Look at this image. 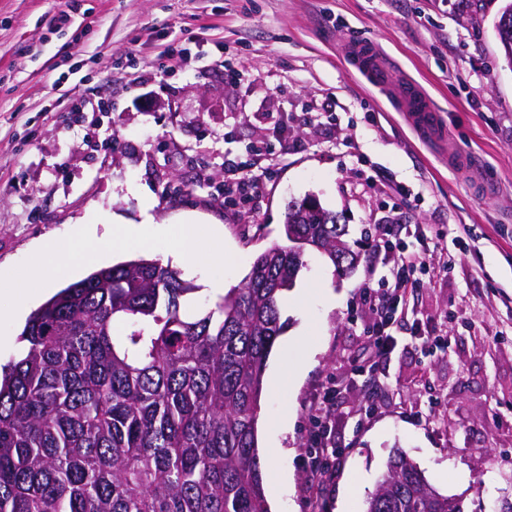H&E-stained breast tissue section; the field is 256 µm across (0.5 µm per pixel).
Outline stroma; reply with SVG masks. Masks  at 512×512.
I'll use <instances>...</instances> for the list:
<instances>
[{
  "label": "stroma",
  "instance_id": "1",
  "mask_svg": "<svg viewBox=\"0 0 512 512\" xmlns=\"http://www.w3.org/2000/svg\"><path fill=\"white\" fill-rule=\"evenodd\" d=\"M500 0H0V360L19 356L43 241L72 249L78 224L111 238L112 218L161 234L219 226L225 288L282 240L289 201L316 196L362 253L338 273L308 252L286 292L263 378V481L288 477L270 512H363L402 449L464 512L512 502V66L493 21ZM371 45L387 87L343 55ZM183 51L180 64L163 54ZM437 110L427 132L399 110L406 84ZM265 172L253 196L239 172ZM417 224L426 268L370 359L365 289L398 261L376 242L392 219ZM443 337L434 345L433 337ZM303 367L299 383L277 372ZM334 391L326 431L340 456L327 490L307 467L313 408Z\"/></svg>",
  "mask_w": 512,
  "mask_h": 512
}]
</instances>
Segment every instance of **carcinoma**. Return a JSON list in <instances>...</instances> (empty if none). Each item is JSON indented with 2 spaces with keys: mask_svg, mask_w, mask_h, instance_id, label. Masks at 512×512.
I'll list each match as a JSON object with an SVG mask.
<instances>
[{
  "mask_svg": "<svg viewBox=\"0 0 512 512\" xmlns=\"http://www.w3.org/2000/svg\"><path fill=\"white\" fill-rule=\"evenodd\" d=\"M307 201L287 206V244L210 306L192 305L179 270L140 257L29 316L23 353L0 365V512H268L257 423L280 301L304 265L292 242L336 262V215ZM365 512L463 509L397 452Z\"/></svg>",
  "mask_w": 512,
  "mask_h": 512,
  "instance_id": "cac0c4a2",
  "label": "carcinoma"
}]
</instances>
